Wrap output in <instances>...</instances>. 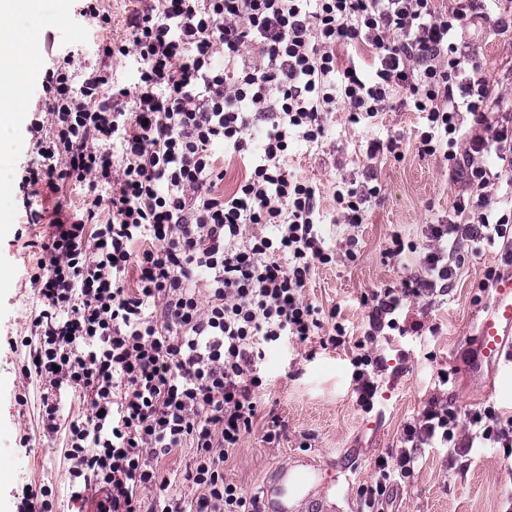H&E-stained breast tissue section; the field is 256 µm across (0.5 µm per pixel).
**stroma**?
Segmentation results:
<instances>
[{"label": "stroma", "instance_id": "35a3bbf8", "mask_svg": "<svg viewBox=\"0 0 512 512\" xmlns=\"http://www.w3.org/2000/svg\"><path fill=\"white\" fill-rule=\"evenodd\" d=\"M0 25L13 41L10 96L21 103L10 138L0 143V512H16L26 484L54 489L53 512H93L92 503L70 500L64 438L44 436L39 384L21 373L28 353L23 339L35 315L29 278L40 256L37 244L47 240L56 218L82 215L83 190L68 182L54 195L42 185L22 187L21 177L40 162L32 119L44 105L46 33L86 49L96 34L90 23L74 21L72 0H17ZM465 40L478 51L484 75L512 101V44L482 19L467 29ZM325 123L331 139L324 150L297 145L287 165L323 196L319 232L326 246L340 253L350 247L357 254L356 261L315 269L306 290L315 305L335 309L349 342L336 349L309 341L267 350V386L258 394V417L225 463L224 475L256 496L271 470L305 458L323 467L334 512H360L359 486L374 479L376 459L399 447L404 424L420 415L429 398H447L467 409L491 404L512 414V383L492 372L477 380L470 371L472 336L494 303L490 296L479 303L473 297L486 268L500 262L498 247L488 246L465 263L449 295L431 304L412 303L400 313L398 329L378 336V351L386 359L380 386L372 409L357 405L349 360L353 339L369 324L371 310L363 300L374 290L399 285L403 273L383 259L390 239L398 233L424 244V225L452 214L462 185L449 178L442 156L418 154L413 137L423 120L409 104L397 103L395 110L380 114L369 131L352 127L341 111L327 114ZM371 134L397 138L399 157L369 158ZM369 168L377 172L381 192L368 204L363 223H334L336 183L361 180ZM32 208L42 214L39 223L28 221ZM416 323L421 332L413 331ZM442 369L450 373L443 386L437 383ZM22 394L28 399L23 406L15 401ZM271 427L279 432L274 444L264 439ZM24 434L29 437L25 448L19 445ZM511 506L512 457L487 441L464 463L449 462L447 449H423L414 475L396 486L382 512H507Z\"/></svg>", "mask_w": 512, "mask_h": 512}]
</instances>
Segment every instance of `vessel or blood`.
Returning <instances> with one entry per match:
<instances>
[{
    "instance_id": "1",
    "label": "vessel or blood",
    "mask_w": 512,
    "mask_h": 512,
    "mask_svg": "<svg viewBox=\"0 0 512 512\" xmlns=\"http://www.w3.org/2000/svg\"><path fill=\"white\" fill-rule=\"evenodd\" d=\"M474 343L475 376L489 369L512 377V276L496 283L494 306L481 319ZM307 479V474L285 465L270 472L262 489V512H311L313 497L302 492Z\"/></svg>"
}]
</instances>
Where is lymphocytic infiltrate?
<instances>
[{"instance_id":"obj_1","label":"lymphocytic infiltrate","mask_w":512,"mask_h":512,"mask_svg":"<svg viewBox=\"0 0 512 512\" xmlns=\"http://www.w3.org/2000/svg\"><path fill=\"white\" fill-rule=\"evenodd\" d=\"M144 2L129 37L98 44L99 63L64 47L42 79L41 163L22 182L53 193L78 183L84 213L54 221L41 246L30 278L41 310L21 373L41 385L44 435L66 434L72 501L94 512H258L257 498L225 480L224 463L253 428L266 348L346 341L335 312L304 295L335 252L318 231L317 188L288 169V147L322 146L324 115L338 109L371 126L401 91L425 118L419 155H443L468 193L453 216L427 225L429 246L401 287L370 297L351 359L367 408L378 389L375 338L398 329L406 303L448 295L484 246L501 245L502 265L487 268L479 291L512 267V111L463 40L492 7L497 32L512 30V0H456L444 13L433 0ZM355 44L367 47L368 68L342 60ZM117 56L135 60L133 88L113 82ZM261 115L270 125L255 152L249 133ZM221 150L245 168L229 195L219 189ZM379 192L372 172L337 186L342 222L363 223ZM64 391L86 403L85 419L63 423ZM478 439L512 447V417L430 398L360 495L374 505L412 476L420 448L456 453ZM180 448L192 449V465L160 476ZM177 484L194 496L172 494Z\"/></svg>"}]
</instances>
